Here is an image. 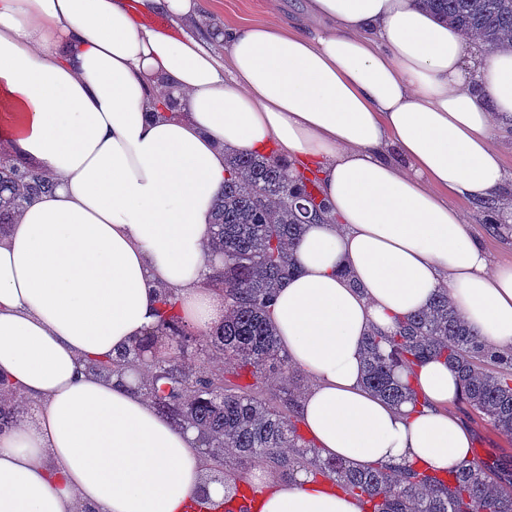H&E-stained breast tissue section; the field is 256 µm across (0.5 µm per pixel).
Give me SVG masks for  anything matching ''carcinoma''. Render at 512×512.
<instances>
[{
	"mask_svg": "<svg viewBox=\"0 0 512 512\" xmlns=\"http://www.w3.org/2000/svg\"><path fill=\"white\" fill-rule=\"evenodd\" d=\"M438 19L460 28L488 50L512 46V0H421ZM56 184L36 167L0 155V232L34 198ZM328 213L314 180L284 159L247 154L228 160L209 244L224 260L212 283L224 291V322L198 338L184 330L177 299L160 296L161 324L112 362L93 370L145 372L143 389L158 412L198 434L209 469L224 477L228 501L256 494L241 475L247 464L303 471L360 497L364 512H512V466L472 458L438 474L410 467L361 468L324 457L307 440L296 407L302 395L288 356L268 320L275 293L299 270L295 248L308 222ZM495 206H478V221L494 232ZM364 383L392 406L413 399L398 378L428 359H442L459 375L464 401L481 420L512 436V351L487 344L441 291L429 306L397 320L389 336L365 341ZM26 402L0 379V433L14 427Z\"/></svg>",
	"mask_w": 512,
	"mask_h": 512,
	"instance_id": "1",
	"label": "carcinoma"
}]
</instances>
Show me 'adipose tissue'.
I'll return each mask as SVG.
<instances>
[{
  "label": "adipose tissue",
  "instance_id": "ef3b65f1",
  "mask_svg": "<svg viewBox=\"0 0 512 512\" xmlns=\"http://www.w3.org/2000/svg\"><path fill=\"white\" fill-rule=\"evenodd\" d=\"M200 0H0V148L57 184L0 236V376L39 405L0 434V512H186L207 477L194 431L158 413L137 373L88 372L155 330L158 295L199 334L224 318L206 245L224 156L288 157L331 217L306 225L300 271L270 310L311 386L298 404L323 454L445 473L472 435L460 383L430 359L416 402L363 385L364 338L447 289L478 334L512 348V261L492 264L451 202L501 198L512 49L487 52L417 0H305L306 21L204 20ZM219 44L216 57L211 44ZM254 512H363L305 473Z\"/></svg>",
  "mask_w": 512,
  "mask_h": 512
}]
</instances>
